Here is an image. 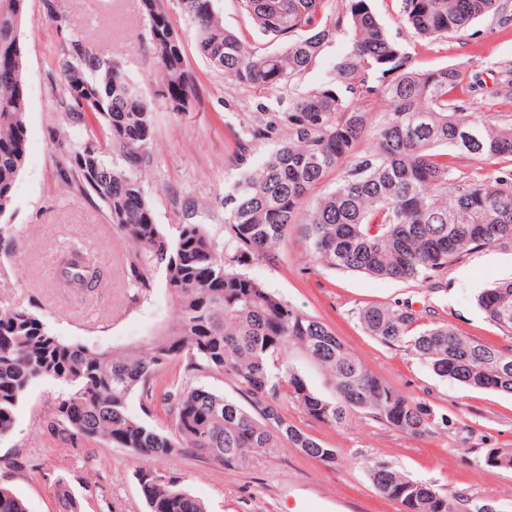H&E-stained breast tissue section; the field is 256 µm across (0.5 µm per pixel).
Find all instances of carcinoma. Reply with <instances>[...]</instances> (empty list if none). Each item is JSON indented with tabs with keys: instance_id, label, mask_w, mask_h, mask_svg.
Instances as JSON below:
<instances>
[{
	"instance_id": "carcinoma-1",
	"label": "carcinoma",
	"mask_w": 512,
	"mask_h": 512,
	"mask_svg": "<svg viewBox=\"0 0 512 512\" xmlns=\"http://www.w3.org/2000/svg\"><path fill=\"white\" fill-rule=\"evenodd\" d=\"M28 0H0V55L14 56L0 69V216L11 207L26 153L24 55L18 27ZM148 70L159 75L161 96L174 112H187L199 98L183 51L168 38L167 0H148ZM402 22L418 37L436 41L469 30L500 10V0H399ZM251 25L270 47H251L224 28L217 0H180L192 23L198 53L224 77L271 87L312 69L322 48L348 28L349 51L329 79L298 94L284 120L288 139L257 166L246 169L221 203L230 248L219 249L201 224L155 223L143 178L151 154L153 100L81 35L68 31L61 0H43L55 23L59 50L51 60L62 89L54 111L73 127L91 131L92 156L51 125L47 138L58 154L57 173L98 200L112 227L129 244L128 280L136 298L152 292L151 274L165 275L169 312L159 328L128 350H97L56 336L39 316L0 301V436L8 434L30 384L53 380L65 388L48 422L63 442L102 439L130 450L144 463L136 474L148 512H207L177 476L151 464L184 454L226 469H245L279 449L299 448L331 463L325 448L301 431L284 410L288 401L330 426L363 413L412 438L439 424L418 402L372 373L322 322L269 292L240 271L266 259L285 242L300 217L312 257L346 270L431 290L446 287L448 266L480 248H512V115L475 112L449 97L477 81L455 68L419 71L402 43L388 36L368 0H346L339 19L331 0H238ZM379 82L368 85L369 78ZM378 91L388 105L378 120L358 112L352 99ZM507 163L501 175L474 169L455 177L457 160ZM333 170L335 186L311 209L309 193ZM101 277L97 260L80 248L66 250L58 280L90 291ZM477 306L512 338V277L482 289ZM365 331L385 345H402L434 374L467 386L512 393V347L478 343L435 319L425 324L411 302L372 304L358 313ZM298 349L329 375L335 395L308 388L288 364ZM180 366L178 376L168 372ZM227 375L250 398V408L200 384ZM137 397L145 416L157 405L170 421L160 431L129 411ZM485 464L512 469V448H489ZM383 497L406 512H460V502L414 481L382 461L367 469ZM62 512H80L65 477L58 479ZM0 512H28L25 501L0 485Z\"/></svg>"
}]
</instances>
